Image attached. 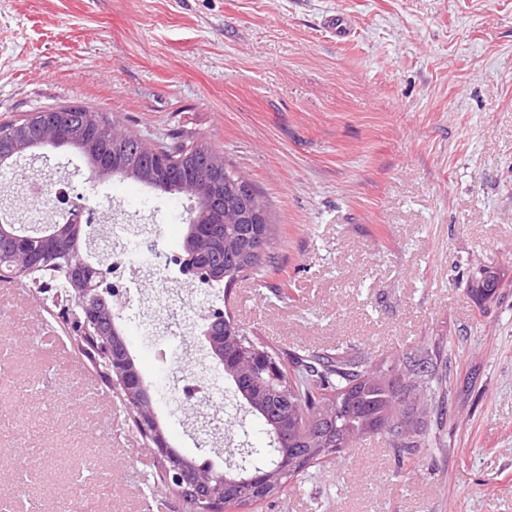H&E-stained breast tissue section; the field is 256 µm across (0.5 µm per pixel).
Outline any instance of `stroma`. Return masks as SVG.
Wrapping results in <instances>:
<instances>
[{
    "mask_svg": "<svg viewBox=\"0 0 512 512\" xmlns=\"http://www.w3.org/2000/svg\"><path fill=\"white\" fill-rule=\"evenodd\" d=\"M349 19L336 41L327 15ZM76 101L142 138H210L268 199L281 274L239 281L224 311L284 352L389 365L442 344L439 373L472 377L446 445L394 458L379 437L255 512H512V0H0V122ZM63 174L123 224H156L182 255V199L129 180L90 189L69 151L23 160ZM500 288L479 306L483 266ZM150 288L124 325L143 378ZM73 338L19 280L0 279V496L39 512H184L154 455ZM171 446L196 455L192 413L154 402ZM41 465L18 486L16 461Z\"/></svg>",
    "mask_w": 512,
    "mask_h": 512,
    "instance_id": "35a3bbf8",
    "label": "stroma"
}]
</instances>
